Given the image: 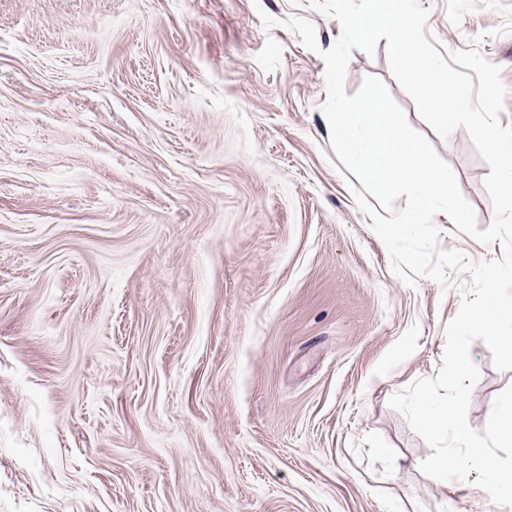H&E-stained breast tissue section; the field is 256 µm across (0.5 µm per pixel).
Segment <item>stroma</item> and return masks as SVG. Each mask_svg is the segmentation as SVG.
<instances>
[{
    "label": "stroma",
    "mask_w": 512,
    "mask_h": 512,
    "mask_svg": "<svg viewBox=\"0 0 512 512\" xmlns=\"http://www.w3.org/2000/svg\"><path fill=\"white\" fill-rule=\"evenodd\" d=\"M418 3L501 67L512 125L507 16ZM340 34L309 0H0V512H512L477 472L425 475L389 405L436 377L462 294L408 286L358 206L321 110ZM386 46L353 50L347 94L382 80L486 229L489 166L419 116ZM470 357L480 432L512 370Z\"/></svg>",
    "instance_id": "stroma-1"
}]
</instances>
